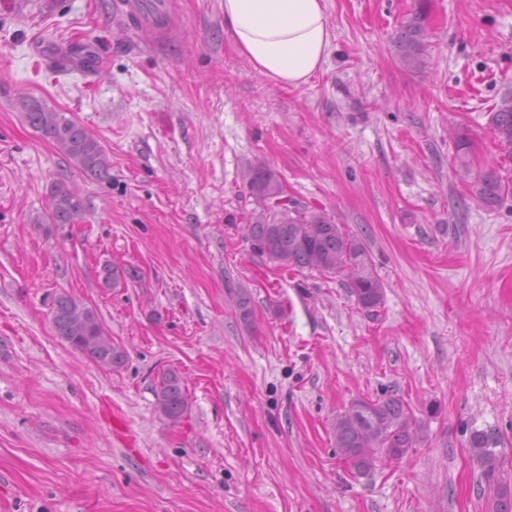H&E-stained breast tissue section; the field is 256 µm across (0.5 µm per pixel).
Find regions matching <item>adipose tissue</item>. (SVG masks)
<instances>
[{
  "instance_id": "obj_1",
  "label": "adipose tissue",
  "mask_w": 512,
  "mask_h": 512,
  "mask_svg": "<svg viewBox=\"0 0 512 512\" xmlns=\"http://www.w3.org/2000/svg\"><path fill=\"white\" fill-rule=\"evenodd\" d=\"M224 34L272 83L299 88L320 72L333 41L326 0H222Z\"/></svg>"
}]
</instances>
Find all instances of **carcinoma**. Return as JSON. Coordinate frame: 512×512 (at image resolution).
I'll use <instances>...</instances> for the list:
<instances>
[{"instance_id": "cac0c4a2", "label": "carcinoma", "mask_w": 512, "mask_h": 512, "mask_svg": "<svg viewBox=\"0 0 512 512\" xmlns=\"http://www.w3.org/2000/svg\"><path fill=\"white\" fill-rule=\"evenodd\" d=\"M426 38V15L418 9L406 18L397 36V51L406 66L423 65ZM54 67L88 68L90 60L80 50L71 49L57 54ZM17 106L30 127L52 139L67 163L96 181L110 177L112 163L107 152L82 124L32 96H19ZM490 124L497 139L512 147L511 92L495 105ZM249 188L257 203L249 225L257 250L288 267L316 270L324 275L348 273L352 294L361 308L370 312L381 304L382 282L373 274L370 255L356 235L337 224L329 214L300 203L280 212L266 206V199L284 192L279 176L268 167L259 165L252 169ZM505 192L506 187L493 169L479 172L475 193L485 206L498 205ZM84 211V201L64 182L52 185L45 223L73 224ZM51 314L57 335L72 348L104 368H117L124 363V348L112 342L92 308L61 293L54 300ZM155 399L160 416L168 423L175 425L183 419L189 397L178 370L169 368L162 373L155 387ZM333 435L336 448L350 462L355 475L365 476L376 464L387 459L398 460L407 454L416 443L418 424L410 405L399 396L375 401L357 398L336 417ZM468 444L493 489L494 512H512V485L499 478L498 434L493 430H474Z\"/></svg>"}]
</instances>
